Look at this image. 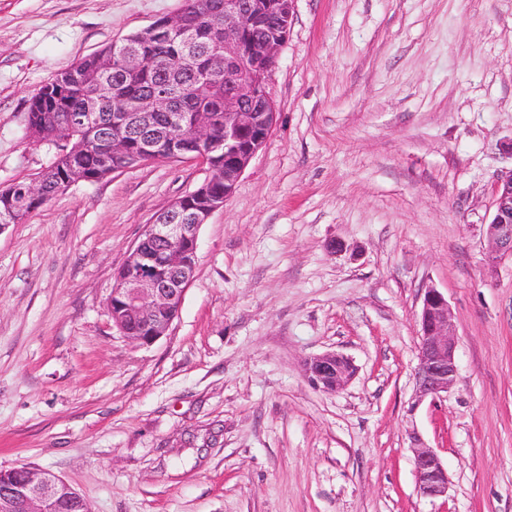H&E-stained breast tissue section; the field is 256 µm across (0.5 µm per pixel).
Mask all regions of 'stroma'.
Instances as JSON below:
<instances>
[{
	"label": "stroma",
	"mask_w": 512,
	"mask_h": 512,
	"mask_svg": "<svg viewBox=\"0 0 512 512\" xmlns=\"http://www.w3.org/2000/svg\"><path fill=\"white\" fill-rule=\"evenodd\" d=\"M181 7L0 0V188L51 160L31 97ZM268 91L276 124L154 344L105 301L207 165L81 182L0 231V467L49 470L92 512H512V258L488 265L483 235L512 171V0H294ZM430 287L458 374L417 405ZM327 351L357 368L335 394L303 370ZM416 435L447 496L417 494Z\"/></svg>",
	"instance_id": "35a3bbf8"
}]
</instances>
